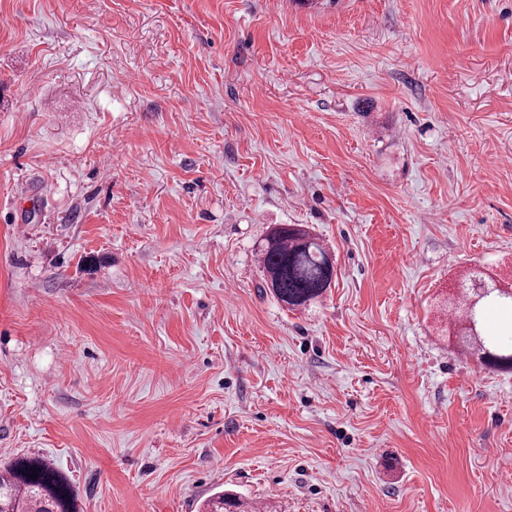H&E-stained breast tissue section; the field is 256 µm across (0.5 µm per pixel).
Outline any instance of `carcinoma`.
<instances>
[{"instance_id": "1", "label": "carcinoma", "mask_w": 512, "mask_h": 512, "mask_svg": "<svg viewBox=\"0 0 512 512\" xmlns=\"http://www.w3.org/2000/svg\"><path fill=\"white\" fill-rule=\"evenodd\" d=\"M264 283L290 309L306 308L330 288L335 275L332 255L317 237L298 224H280L258 244ZM482 294L475 308L469 295ZM461 307L475 331L482 330L487 309L512 313V284L499 283L476 269L464 278ZM473 358L484 369L512 370V324L503 334L479 340ZM250 503L216 492L203 503L205 512H248ZM0 512H78L68 480L38 455L27 456L0 470Z\"/></svg>"}]
</instances>
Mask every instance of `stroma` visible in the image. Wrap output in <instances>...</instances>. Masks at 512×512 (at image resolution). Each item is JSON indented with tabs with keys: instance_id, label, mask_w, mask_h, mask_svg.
Segmentation results:
<instances>
[{
	"instance_id": "stroma-1",
	"label": "stroma",
	"mask_w": 512,
	"mask_h": 512,
	"mask_svg": "<svg viewBox=\"0 0 512 512\" xmlns=\"http://www.w3.org/2000/svg\"><path fill=\"white\" fill-rule=\"evenodd\" d=\"M309 227L324 298L263 289ZM512 0H0V469L80 512H512ZM266 288L289 309L307 308L330 288L332 255L298 224H280L258 244ZM511 288V291H509ZM474 291L477 295L483 292L480 302L472 310L465 309L469 295ZM462 301L460 302L465 318L468 322V329L473 332L470 326L472 320L475 332L478 336L476 350L472 352L473 358L484 369L495 371L512 370V323L506 324L503 334L499 336H483L479 334L482 330L485 312L488 308H496L508 314H512V284L499 283L486 275L479 269L471 270L464 278ZM465 309V310H464ZM0 512L78 510L68 480L42 457L33 455L0 470ZM250 503L240 496L223 492L212 494L203 503L206 512H248Z\"/></svg>"
}]
</instances>
